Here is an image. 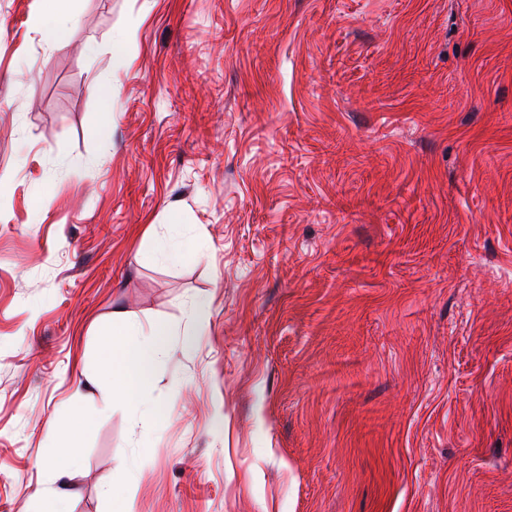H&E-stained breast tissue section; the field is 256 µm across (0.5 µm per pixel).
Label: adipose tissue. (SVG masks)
<instances>
[{"label":"adipose tissue","mask_w":512,"mask_h":512,"mask_svg":"<svg viewBox=\"0 0 512 512\" xmlns=\"http://www.w3.org/2000/svg\"><path fill=\"white\" fill-rule=\"evenodd\" d=\"M79 18L63 0H43L37 18L41 38L46 46L59 49L66 45L71 27ZM112 325L120 331L119 337L108 338L102 346L103 376L113 401L135 413L147 417L153 413V402L148 392L151 371L168 347L170 331L157 323L146 331L142 341H133L134 325L122 313H115Z\"/></svg>","instance_id":"adipose-tissue-1"}]
</instances>
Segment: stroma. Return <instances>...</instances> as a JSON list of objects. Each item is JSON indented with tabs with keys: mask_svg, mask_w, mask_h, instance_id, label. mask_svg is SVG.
Listing matches in <instances>:
<instances>
[{
	"mask_svg": "<svg viewBox=\"0 0 512 512\" xmlns=\"http://www.w3.org/2000/svg\"><path fill=\"white\" fill-rule=\"evenodd\" d=\"M74 6L0 0V512H512V0ZM116 310L172 331L149 417ZM72 0H44L41 13L38 15L42 41L51 49H59L66 45L70 28L78 23L79 17L71 12L67 4ZM113 87L108 84L99 89V96L102 100L104 108L100 115L93 119L94 126L97 130L98 136L104 141H108L111 135V123L108 119V113L111 112L110 107L112 104ZM158 254H160L166 262L172 264L182 262L187 258L198 259L203 256V253L200 250L193 251L191 248H188L185 252L181 245L176 242L163 245L158 251L152 253L150 258H157ZM112 325L120 332L113 331L109 336H144L140 342L110 337L103 343V377L109 385L112 401L149 417L154 409L148 392L150 374L167 349L171 333L161 323L152 325L146 332L141 331L128 323L121 312L113 315Z\"/></svg>",
	"mask_w": 512,
	"mask_h": 512,
	"instance_id": "1",
	"label": "stroma"
}]
</instances>
